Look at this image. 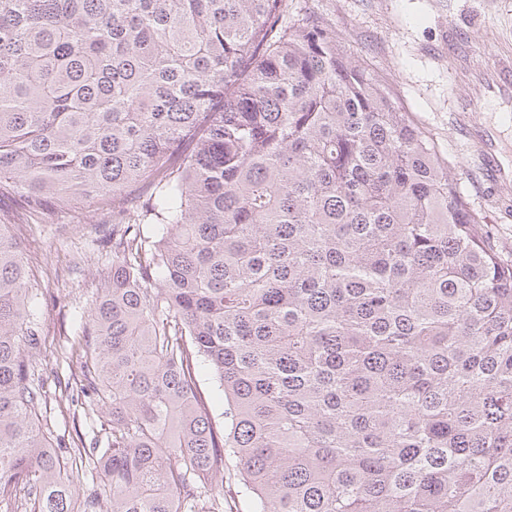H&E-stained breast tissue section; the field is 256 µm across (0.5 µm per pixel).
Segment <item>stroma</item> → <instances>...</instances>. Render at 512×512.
Instances as JSON below:
<instances>
[{"instance_id":"obj_1","label":"stroma","mask_w":512,"mask_h":512,"mask_svg":"<svg viewBox=\"0 0 512 512\" xmlns=\"http://www.w3.org/2000/svg\"><path fill=\"white\" fill-rule=\"evenodd\" d=\"M314 8L335 25L356 59L391 91L455 167L460 186L482 213L501 255L512 260V168L488 177L481 152L512 157V97L485 87L483 73L512 63V0H290L297 15ZM482 109L460 116L472 94ZM0 208L19 225L32 274L42 285L38 300L44 340L31 367L47 390V419L55 436L91 438L95 416L60 389L76 377L77 362L62 352L88 315L96 288L112 267V211L99 200L63 206L52 200L24 212L17 196H0Z\"/></svg>"}]
</instances>
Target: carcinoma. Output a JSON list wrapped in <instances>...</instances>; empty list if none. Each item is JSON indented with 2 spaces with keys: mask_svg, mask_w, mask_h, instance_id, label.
<instances>
[{
  "mask_svg": "<svg viewBox=\"0 0 512 512\" xmlns=\"http://www.w3.org/2000/svg\"><path fill=\"white\" fill-rule=\"evenodd\" d=\"M2 189L109 200L115 239L67 448L0 211V512H512V261L316 11L0 0ZM212 374L209 369L203 368L199 375V386L201 395L209 402L212 414L217 424H222L221 413L224 411V400L215 388Z\"/></svg>",
  "mask_w": 512,
  "mask_h": 512,
  "instance_id": "obj_1",
  "label": "carcinoma"
}]
</instances>
